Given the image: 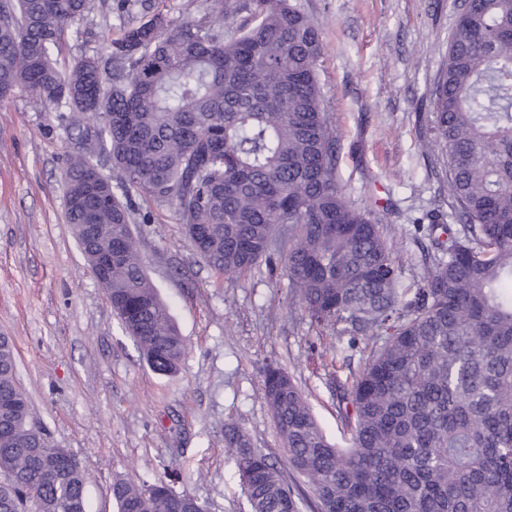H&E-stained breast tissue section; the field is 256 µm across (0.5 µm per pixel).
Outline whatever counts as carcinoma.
I'll return each mask as SVG.
<instances>
[{
	"mask_svg": "<svg viewBox=\"0 0 512 512\" xmlns=\"http://www.w3.org/2000/svg\"><path fill=\"white\" fill-rule=\"evenodd\" d=\"M123 27L106 55L53 59L90 0H0V97L58 113L69 141L66 220L107 279L112 311L158 374L186 341L148 278L130 191L171 202L217 276L281 263L311 327L354 350L332 443L292 377L263 395L317 512H512V0H467L432 89L450 212L426 214L432 252L413 288L383 227L349 203L322 104V35L290 0H209L200 19ZM248 12L224 30V17ZM114 178L97 179L99 159ZM124 188L113 191L112 181ZM12 340L0 336V512H86L85 473L30 425ZM251 512L304 499L234 423L224 425ZM117 512H203L159 479L112 485Z\"/></svg>",
	"mask_w": 512,
	"mask_h": 512,
	"instance_id": "1",
	"label": "carcinoma"
}]
</instances>
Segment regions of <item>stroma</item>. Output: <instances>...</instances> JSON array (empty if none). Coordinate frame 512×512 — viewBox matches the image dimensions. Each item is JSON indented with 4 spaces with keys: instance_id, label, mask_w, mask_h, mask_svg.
I'll return each mask as SVG.
<instances>
[{
    "instance_id": "stroma-1",
    "label": "stroma",
    "mask_w": 512,
    "mask_h": 512,
    "mask_svg": "<svg viewBox=\"0 0 512 512\" xmlns=\"http://www.w3.org/2000/svg\"><path fill=\"white\" fill-rule=\"evenodd\" d=\"M322 32L324 108L336 133L338 179L357 207L384 224L392 257L412 286L428 240L415 218L449 204L442 150L429 134L433 81L456 19L453 0H293ZM123 21L94 9L68 35L62 60L104 50ZM66 134L56 113L25 93L0 99V334L18 351L17 376L53 445L88 475L87 512H115L112 485L162 479L206 512H250L224 424L235 422L288 465L263 396L275 362L307 397L327 438L347 446L335 386H350L368 348L352 351L328 384L338 340L317 333L284 270L217 277L173 205L135 195L151 223L132 232L150 280L187 342L179 369L152 371L125 334L105 288L65 221Z\"/></svg>"
}]
</instances>
